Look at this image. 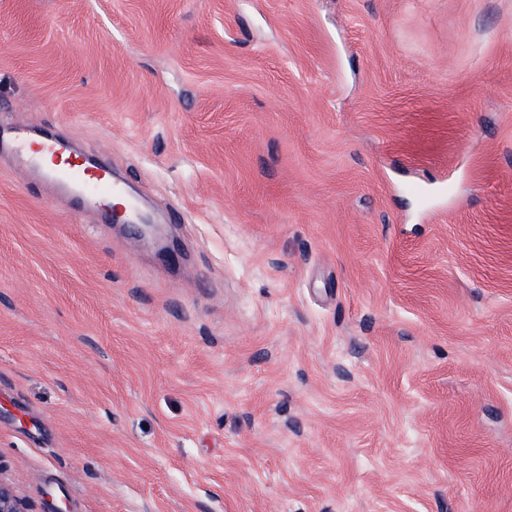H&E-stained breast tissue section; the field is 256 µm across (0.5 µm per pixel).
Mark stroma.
<instances>
[{
	"instance_id": "stroma-1",
	"label": "stroma",
	"mask_w": 512,
	"mask_h": 512,
	"mask_svg": "<svg viewBox=\"0 0 512 512\" xmlns=\"http://www.w3.org/2000/svg\"><path fill=\"white\" fill-rule=\"evenodd\" d=\"M0 483L27 512H512V0H0ZM9 139L20 148L25 167L41 169L48 179L80 187L83 191L80 198L104 210L106 217L113 223L119 224L122 216L118 206H111L110 200L115 197L125 200L123 220L142 222L143 217L137 201L128 196L123 183L112 178L110 168L88 166L58 139L52 136L36 137L25 127H13Z\"/></svg>"
}]
</instances>
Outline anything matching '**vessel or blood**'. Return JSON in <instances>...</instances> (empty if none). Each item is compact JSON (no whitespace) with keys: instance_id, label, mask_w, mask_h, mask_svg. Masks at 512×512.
Returning a JSON list of instances; mask_svg holds the SVG:
<instances>
[{"instance_id":"vessel-or-blood-1","label":"vessel or blood","mask_w":512,"mask_h":512,"mask_svg":"<svg viewBox=\"0 0 512 512\" xmlns=\"http://www.w3.org/2000/svg\"><path fill=\"white\" fill-rule=\"evenodd\" d=\"M9 139L19 148L25 167L41 170L48 179L80 187L84 201L97 205L107 213L112 210V198H122L125 201L124 220L142 222L137 201L128 197L123 183L113 179L110 168L86 165L58 139L34 136L25 127L12 128Z\"/></svg>"}]
</instances>
